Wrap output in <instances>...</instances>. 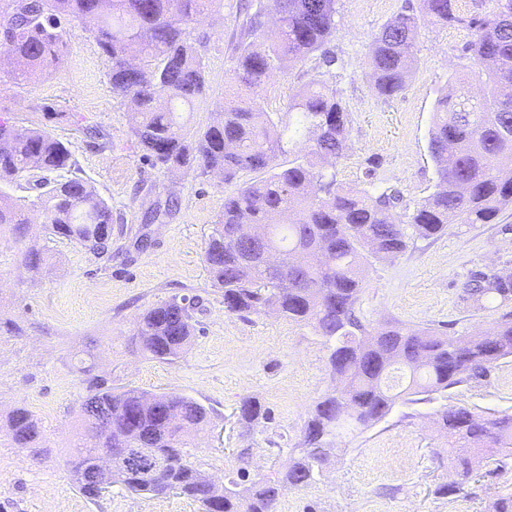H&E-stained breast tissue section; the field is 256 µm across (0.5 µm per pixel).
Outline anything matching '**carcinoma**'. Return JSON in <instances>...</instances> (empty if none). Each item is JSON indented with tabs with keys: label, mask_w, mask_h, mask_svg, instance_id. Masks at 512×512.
Listing matches in <instances>:
<instances>
[{
	"label": "carcinoma",
	"mask_w": 512,
	"mask_h": 512,
	"mask_svg": "<svg viewBox=\"0 0 512 512\" xmlns=\"http://www.w3.org/2000/svg\"><path fill=\"white\" fill-rule=\"evenodd\" d=\"M336 4L277 0L276 28L268 37L264 7L244 0L230 77L237 91L224 98L220 119L192 132L191 110L210 86L191 25L215 0H0V74L19 82L39 76L59 60L62 24L91 22L112 62V97L129 105L130 133L154 166L165 173H219L226 183L242 172H270L224 197L205 247L212 286L222 292L227 311L259 315L274 309L310 327L324 339L329 357L340 358L338 386L316 402L297 456L273 477H253L239 467L226 478L221 497L205 489L206 472L187 452L210 424L208 408L180 393L115 392L84 368L89 394L78 410L84 434L71 461L83 495L88 492L79 470L95 449L137 448L149 456L176 445L178 452L157 475L132 471L124 455L112 453V483L137 481L147 495L174 492L200 503L203 512H275L285 491L322 475L342 422H379L399 400L415 403L485 377L512 356V271L476 272L464 285L467 299L478 304L492 298L507 308L488 335L442 336L400 325L371 333L357 307L371 261H391L410 242L450 226L491 224L512 206V0H496L484 17L463 12L459 0H417L373 38L371 86L387 99L406 86L420 22L474 31L465 51L475 69L451 77L455 90L435 100L429 130L434 190L412 207L402 205L395 189L345 188L322 166L345 155L351 142L349 112L327 81L312 79L283 113L264 112L255 100L277 72L316 53L319 65L336 63L327 48ZM308 134L309 151L278 169L277 158L296 152ZM74 165L69 148L51 132L21 131L0 118V236L8 233L23 244L22 263L32 271L47 261L42 248L25 243L32 206L44 212L47 234L97 255L111 247L112 207L83 179L62 175ZM23 179L36 191L32 200L6 191ZM243 225L263 229V238L242 241ZM194 311L176 299L145 310L133 333L136 347L151 359L176 360L195 335ZM268 419L269 410L256 399H242L238 422L244 428ZM439 424L448 447L473 449V456L455 459L458 476L505 448L512 451V415L446 406ZM6 427L20 447L35 457L44 454L42 427L27 408L12 410Z\"/></svg>",
	"instance_id": "carcinoma-1"
}]
</instances>
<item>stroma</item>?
Masks as SVG:
<instances>
[{
	"label": "stroma",
	"instance_id": "stroma-1",
	"mask_svg": "<svg viewBox=\"0 0 512 512\" xmlns=\"http://www.w3.org/2000/svg\"><path fill=\"white\" fill-rule=\"evenodd\" d=\"M404 0H338L329 43L338 64L327 74L351 115V148L334 160L338 183L378 192L398 189L406 204L428 196L435 165L428 149L433 104L450 77L469 70L464 47L470 30L421 24L415 66L405 89L384 100L374 95L368 68L373 37L401 11ZM237 0L193 25L210 91L191 119L200 130L213 122L229 88L241 20ZM59 62L25 85L0 77V116L21 129L42 128L67 142L76 174L112 208V254L98 257L66 240L51 238L40 211L29 214V237L46 246L51 264L32 274L19 244L0 237V418L17 407L42 424L49 452L33 459L0 433V512H203L178 494H132L112 486L96 500L75 486L67 460L80 432L74 416L87 395L80 362L116 388L148 394L175 392L211 411V426L192 453L204 470L224 480L239 468V449H250L251 473L283 468L302 438L316 401L332 390L328 351L309 327L275 312L243 316L224 308L212 287L204 249L224 208V198L255 180L241 173L227 183L195 172L168 175L143 155L129 133L127 108L113 99L111 64L92 28L75 23L63 32ZM317 59L284 70L261 90L262 111H284L317 73ZM373 179H366V171ZM512 270V208L493 224L449 228L412 241L396 259L373 263L359 297L371 328L400 322L454 335L494 329L500 311L462 301L470 272ZM194 296L195 337L175 362L143 357L130 343L135 321L147 308ZM271 413L251 432L238 424L243 397ZM487 415L512 414V357L488 376L435 395L428 402L399 403L368 427L342 429L323 477L292 489L276 512H489L512 493V458L480 465L460 490L439 488L455 477L448 440L435 419L446 405ZM279 454H272L271 444Z\"/></svg>",
	"mask_w": 512,
	"mask_h": 512
}]
</instances>
